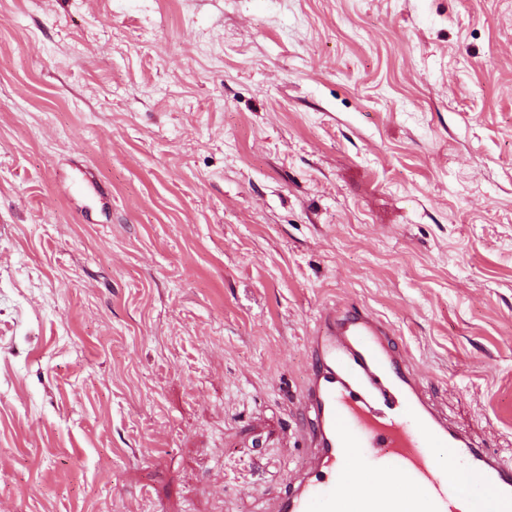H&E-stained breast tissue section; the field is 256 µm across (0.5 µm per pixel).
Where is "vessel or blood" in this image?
<instances>
[{
    "instance_id": "vessel-or-blood-1",
    "label": "vessel or blood",
    "mask_w": 512,
    "mask_h": 512,
    "mask_svg": "<svg viewBox=\"0 0 512 512\" xmlns=\"http://www.w3.org/2000/svg\"><path fill=\"white\" fill-rule=\"evenodd\" d=\"M394 335L365 308L321 313L297 398L306 462L272 493L271 512H464L474 487L486 492L483 512H512V469L449 424ZM355 454L369 473L403 484L402 497L354 480ZM459 465L472 487L451 478Z\"/></svg>"
}]
</instances>
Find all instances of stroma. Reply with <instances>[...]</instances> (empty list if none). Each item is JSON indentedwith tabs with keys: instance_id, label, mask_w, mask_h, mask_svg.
<instances>
[{
	"instance_id": "35a3bbf8",
	"label": "stroma",
	"mask_w": 512,
	"mask_h": 512,
	"mask_svg": "<svg viewBox=\"0 0 512 512\" xmlns=\"http://www.w3.org/2000/svg\"><path fill=\"white\" fill-rule=\"evenodd\" d=\"M336 305L512 466V0H0V512H260Z\"/></svg>"
}]
</instances>
